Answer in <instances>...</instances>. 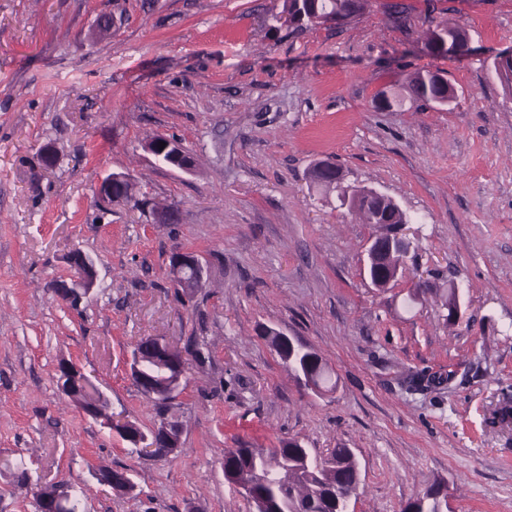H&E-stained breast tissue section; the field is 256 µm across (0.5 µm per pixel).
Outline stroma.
Segmentation results:
<instances>
[{"instance_id":"obj_1","label":"stroma","mask_w":512,"mask_h":512,"mask_svg":"<svg viewBox=\"0 0 512 512\" xmlns=\"http://www.w3.org/2000/svg\"><path fill=\"white\" fill-rule=\"evenodd\" d=\"M389 2L298 30L275 0H0V512H37L48 484L79 512H252L225 450L293 439L354 452L353 512H400L435 482L450 512H512V94L494 67L512 53V0H403L404 25ZM429 11L467 32L468 55L428 54ZM423 70L456 100H409ZM383 91L402 107L376 108ZM158 135L181 142L191 172L146 150ZM320 161L411 216L387 287L365 265L389 225L311 185ZM110 173L145 206L102 202ZM74 249L97 278L73 306L53 286ZM179 249L206 262L203 288L173 287ZM422 280L430 292L409 301ZM452 285L449 324L435 291ZM266 327L326 359L335 391L298 381ZM146 336L203 353L169 405L182 434L162 459L58 383L59 364L76 365L106 415L149 431L130 368ZM101 467L131 470L134 490L99 485Z\"/></svg>"}]
</instances>
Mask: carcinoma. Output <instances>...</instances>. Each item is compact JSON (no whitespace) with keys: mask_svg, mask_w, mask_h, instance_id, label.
<instances>
[{"mask_svg":"<svg viewBox=\"0 0 512 512\" xmlns=\"http://www.w3.org/2000/svg\"><path fill=\"white\" fill-rule=\"evenodd\" d=\"M369 0H282L281 14L299 28L321 24V19L339 12L354 16L361 14ZM428 53L437 58L462 56L469 52V38L465 30L450 26L445 21L436 23L427 41ZM409 92L418 102H427L438 92L431 72H417L410 79ZM332 164L320 162L311 171L313 183L325 189L345 191L343 178L330 171ZM372 190L357 188L350 192L348 209L362 217L366 224L374 223L380 215L383 224H408L410 217L387 196L373 197ZM266 341L283 362L313 380L314 384L333 391L328 366L316 352L281 347L278 337L268 336ZM150 337L136 346L141 354L142 374L152 378L153 392L167 389L161 368L150 360ZM224 479L233 485L238 481L254 482L251 488L254 502H262L264 512H344L342 491L358 488L360 471L349 448H335L329 455L317 458L309 449L287 441L279 448H231L224 451ZM446 506L440 484L430 486L421 496L406 502L402 512H441Z\"/></svg>","mask_w":512,"mask_h":512,"instance_id":"cac0c4a2","label":"carcinoma"}]
</instances>
